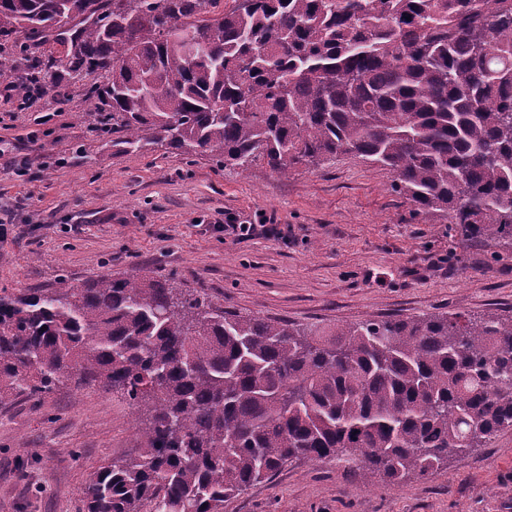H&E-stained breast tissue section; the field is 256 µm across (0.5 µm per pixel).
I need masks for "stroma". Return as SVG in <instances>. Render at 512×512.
I'll use <instances>...</instances> for the list:
<instances>
[{"label":"stroma","mask_w":512,"mask_h":512,"mask_svg":"<svg viewBox=\"0 0 512 512\" xmlns=\"http://www.w3.org/2000/svg\"><path fill=\"white\" fill-rule=\"evenodd\" d=\"M71 50L52 33L0 44V289L139 274L243 315L325 329L512 313V249L461 244L439 216L422 222L392 192L393 173L358 156L283 177L160 146L116 152L90 105L107 75L69 70ZM38 61L45 79L22 101ZM266 218L277 233L260 230ZM237 224L256 230L241 236ZM143 420L95 387L0 404V512H84L87 475L133 453ZM224 512H512V431L399 485L365 487L335 461H296Z\"/></svg>","instance_id":"35a3bbf8"}]
</instances>
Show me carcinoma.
Returning a JSON list of instances; mask_svg holds the SVG:
<instances>
[{"label":"carcinoma","instance_id":"cac0c4a2","mask_svg":"<svg viewBox=\"0 0 512 512\" xmlns=\"http://www.w3.org/2000/svg\"><path fill=\"white\" fill-rule=\"evenodd\" d=\"M0 0V38L63 28ZM67 65L108 71L112 144L288 175L353 154L425 223L512 247V0H72ZM67 381L146 414L85 512H224L304 458L399 484L512 430V315L331 330L137 274L0 293V403Z\"/></svg>","mask_w":512,"mask_h":512}]
</instances>
